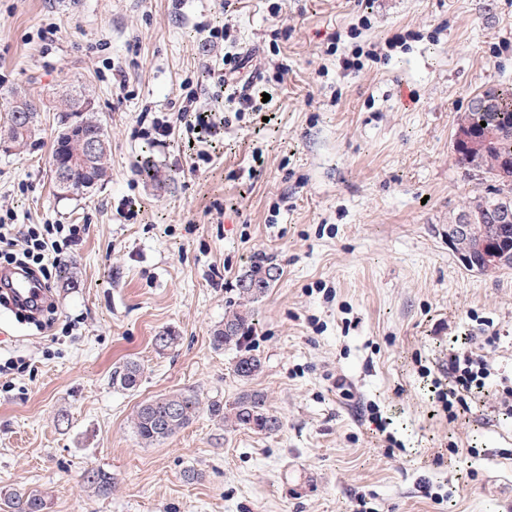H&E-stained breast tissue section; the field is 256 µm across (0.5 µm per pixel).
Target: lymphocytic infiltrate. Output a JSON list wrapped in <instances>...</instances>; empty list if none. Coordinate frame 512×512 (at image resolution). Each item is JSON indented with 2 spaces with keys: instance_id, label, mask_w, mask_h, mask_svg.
Instances as JSON below:
<instances>
[{
  "instance_id": "1",
  "label": "lymphocytic infiltrate",
  "mask_w": 512,
  "mask_h": 512,
  "mask_svg": "<svg viewBox=\"0 0 512 512\" xmlns=\"http://www.w3.org/2000/svg\"><path fill=\"white\" fill-rule=\"evenodd\" d=\"M248 59L240 53H225L220 67L208 71V90L222 100L236 121L248 124L254 133L266 127L269 111L264 95L274 93V85L257 83L246 70ZM197 93H190L177 111L154 117L143 133L152 144L166 147L180 139L192 147L189 169L199 172L208 168L213 158L210 149L224 135L226 118L197 108ZM88 231L83 224H23L6 222L0 215V270L23 269L50 285L58 266L70 258L75 246ZM492 338L477 341L473 336L448 339V359L438 369L423 368L420 377L435 406L449 420L459 412H470L486 396H494L495 411L512 418V377L504 376L483 354Z\"/></svg>"
}]
</instances>
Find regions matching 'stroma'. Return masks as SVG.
Returning <instances> with one entry per match:
<instances>
[{
	"mask_svg": "<svg viewBox=\"0 0 512 512\" xmlns=\"http://www.w3.org/2000/svg\"><path fill=\"white\" fill-rule=\"evenodd\" d=\"M221 25L231 42L204 41ZM358 45L376 58L343 71ZM233 47L268 78L287 64L275 118L257 137L226 126L193 175L182 146L142 139L140 110L171 112ZM70 85L112 142L101 186L56 196V112L23 153H0V209L16 223L88 227L52 330L0 307V356L27 361L0 379V488L40 491L49 512H354L361 498L372 512H512V419L488 405L432 415L418 374L447 359L439 337L465 332L498 335L487 356L512 375V267L467 270L447 237L487 187L458 164L453 131L475 93L512 87V0H236L226 13L216 0H0V115L13 91L47 104ZM256 146L264 164L245 186ZM148 160L167 187L142 179ZM125 204L139 208L128 221ZM269 262L281 276L252 302L248 340L263 368L243 380L212 336L240 276ZM168 329L180 340L157 352ZM126 360L143 369L133 391L112 386ZM340 375L355 399L333 389ZM184 389L226 404L259 393L281 426L233 430L204 412L140 444L136 406ZM90 469L111 474V495L85 483Z\"/></svg>",
	"mask_w": 512,
	"mask_h": 512,
	"instance_id": "stroma-1",
	"label": "stroma"
}]
</instances>
